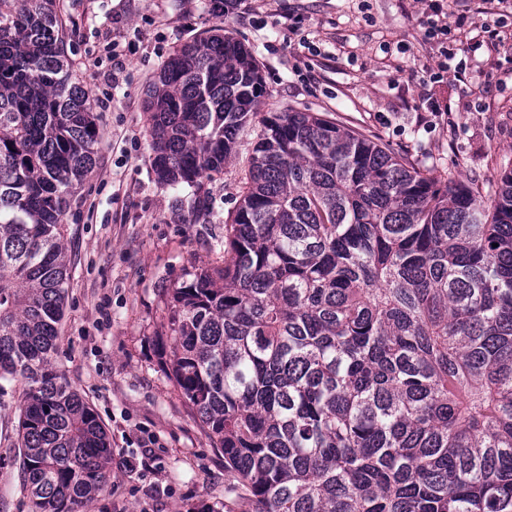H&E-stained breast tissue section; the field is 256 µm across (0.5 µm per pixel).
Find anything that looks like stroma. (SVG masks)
I'll list each match as a JSON object with an SVG mask.
<instances>
[{"label":"stroma","mask_w":512,"mask_h":512,"mask_svg":"<svg viewBox=\"0 0 512 512\" xmlns=\"http://www.w3.org/2000/svg\"><path fill=\"white\" fill-rule=\"evenodd\" d=\"M447 40L423 0H60L69 57L99 117L96 163L64 216L70 267L53 364L102 421L107 489L85 512H246L198 419L154 351L168 288L204 266L222 224H185V190L158 181L143 104L169 55L226 27L258 60L266 112H315L441 174L497 180L512 164V56L487 47L495 0H439ZM466 81L441 70L444 48ZM23 384L0 382V512H32L19 468ZM159 444L129 471L141 434Z\"/></svg>","instance_id":"stroma-1"}]
</instances>
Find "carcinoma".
Instances as JSON below:
<instances>
[{"label": "carcinoma", "instance_id": "carcinoma-1", "mask_svg": "<svg viewBox=\"0 0 512 512\" xmlns=\"http://www.w3.org/2000/svg\"><path fill=\"white\" fill-rule=\"evenodd\" d=\"M59 0H0V380L26 384L33 512L107 486L94 409L55 370L70 197L95 165L90 91ZM252 52L214 28L174 50L144 105L159 180L238 156L224 266L169 289L157 352L252 512H512V168L441 180L314 112L259 116Z\"/></svg>", "mask_w": 512, "mask_h": 512}]
</instances>
